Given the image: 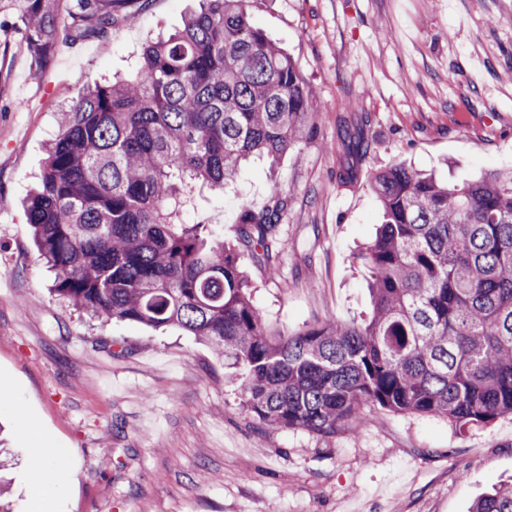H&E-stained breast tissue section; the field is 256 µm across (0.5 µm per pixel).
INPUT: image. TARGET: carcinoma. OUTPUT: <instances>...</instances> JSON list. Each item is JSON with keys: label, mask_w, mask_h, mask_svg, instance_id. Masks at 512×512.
<instances>
[{"label": "carcinoma", "mask_w": 512, "mask_h": 512, "mask_svg": "<svg viewBox=\"0 0 512 512\" xmlns=\"http://www.w3.org/2000/svg\"><path fill=\"white\" fill-rule=\"evenodd\" d=\"M146 44L137 77L93 82L61 106L26 220L52 293L103 323L175 325L244 377L243 403L272 429L331 437L378 406L454 428L512 416V169L449 184L402 162L371 179L383 221L359 253L371 316L299 330L269 325L217 224L177 220L183 186L215 190L243 162L276 161L306 135L313 96L256 26L249 0H201ZM145 0H0V33L35 73L59 46L112 38ZM347 157L371 149L342 125ZM281 209H245L240 241L266 266ZM471 512H512V484Z\"/></svg>", "instance_id": "obj_1"}]
</instances>
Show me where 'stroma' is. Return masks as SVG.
<instances>
[{"label":"stroma","mask_w":512,"mask_h":512,"mask_svg":"<svg viewBox=\"0 0 512 512\" xmlns=\"http://www.w3.org/2000/svg\"><path fill=\"white\" fill-rule=\"evenodd\" d=\"M195 5L148 0L111 39L62 47L38 74L18 44L0 58V478L13 512H38V452L63 467L50 512H468L512 479L511 415L459 430L367 406L333 437L271 429L207 344L175 327L93 321L50 293L23 202L60 104L89 82L136 75L142 46ZM249 12L312 89L311 132L224 190L196 186L182 218L223 225L272 324L361 320L373 172L406 162L459 183L512 168V0H250ZM360 112L371 152L342 187L337 119ZM273 181L286 248L270 277L237 225L243 207L271 205Z\"/></svg>","instance_id":"stroma-1"}]
</instances>
